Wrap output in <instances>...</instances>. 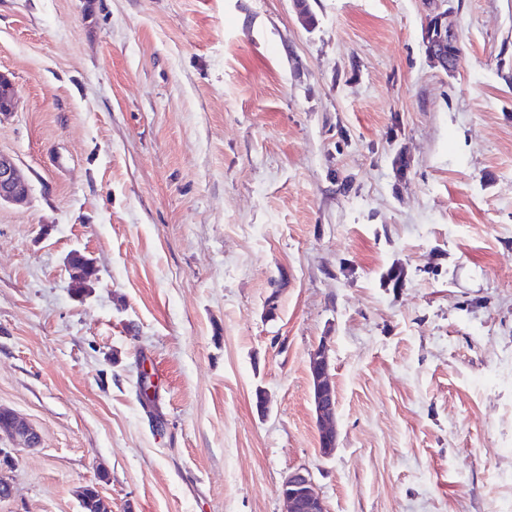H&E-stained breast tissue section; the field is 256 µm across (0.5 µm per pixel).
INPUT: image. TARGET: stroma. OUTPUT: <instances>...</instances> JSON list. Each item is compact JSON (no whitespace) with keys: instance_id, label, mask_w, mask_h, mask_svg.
Wrapping results in <instances>:
<instances>
[{"instance_id":"35a3bbf8","label":"stroma","mask_w":512,"mask_h":512,"mask_svg":"<svg viewBox=\"0 0 512 512\" xmlns=\"http://www.w3.org/2000/svg\"><path fill=\"white\" fill-rule=\"evenodd\" d=\"M306 5L0 0V512H512V0ZM428 56L445 71L454 69L459 56V36L448 22V8L429 16L424 29ZM30 186L14 161L0 154V205L16 203L29 196ZM327 348L321 346L311 355L309 377L313 388L315 412L320 427V447L329 454L336 446V392L329 377ZM10 423V437L18 439L23 448L35 449L41 447L42 438L38 430L32 425L19 419L8 410ZM279 495L284 512H328L324 499L315 489L312 471L301 466L291 469L284 477Z\"/></svg>"}]
</instances>
